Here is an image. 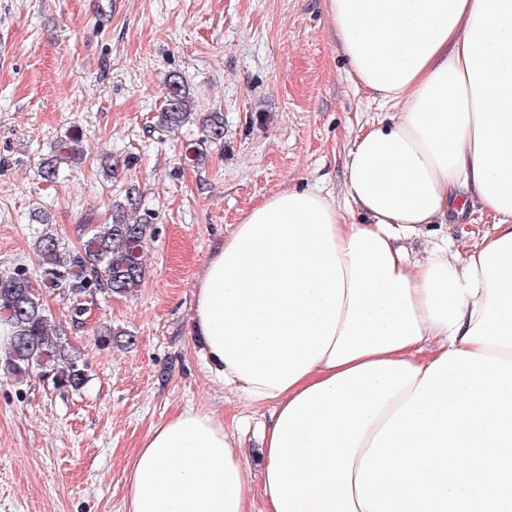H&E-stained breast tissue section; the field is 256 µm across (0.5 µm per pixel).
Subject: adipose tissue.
<instances>
[{
  "label": "adipose tissue",
  "mask_w": 512,
  "mask_h": 512,
  "mask_svg": "<svg viewBox=\"0 0 512 512\" xmlns=\"http://www.w3.org/2000/svg\"><path fill=\"white\" fill-rule=\"evenodd\" d=\"M382 116L352 142L344 196L247 211L211 251L193 333L225 388L270 405L263 512H365L355 489L376 433L446 351L512 361V0H325ZM472 197L495 224L424 260L411 240ZM247 451L189 408L131 467L126 512H252Z\"/></svg>",
  "instance_id": "ef3b65f1"
}]
</instances>
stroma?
<instances>
[{"label": "stroma", "instance_id": "1", "mask_svg": "<svg viewBox=\"0 0 512 512\" xmlns=\"http://www.w3.org/2000/svg\"><path fill=\"white\" fill-rule=\"evenodd\" d=\"M0 0V271L38 265L46 213L62 242L107 224L136 187L154 215L145 278L125 296L87 300L82 323L57 291L43 304L84 355L89 380L61 392L37 374L0 373V512H125L142 441L176 412L223 417L249 450V495L261 512L260 424L267 408L225 389L192 338L194 288L212 248L270 194L316 191L342 202L348 149L377 105L354 80L324 0ZM198 111L224 115L223 143L190 124L158 130L170 75ZM80 135L84 154L43 181L53 144ZM118 160L117 175L104 170ZM492 215L460 219L412 245L476 240ZM132 335L100 347L103 327Z\"/></svg>", "mask_w": 512, "mask_h": 512}]
</instances>
